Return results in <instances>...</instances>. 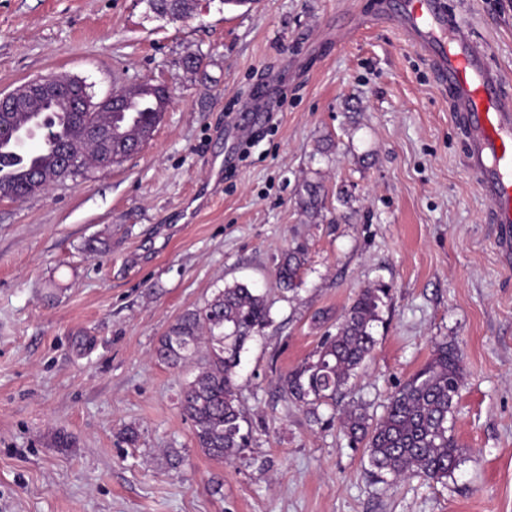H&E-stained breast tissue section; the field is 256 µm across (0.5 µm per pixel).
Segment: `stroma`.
<instances>
[{
  "label": "stroma",
  "mask_w": 512,
  "mask_h": 512,
  "mask_svg": "<svg viewBox=\"0 0 512 512\" xmlns=\"http://www.w3.org/2000/svg\"><path fill=\"white\" fill-rule=\"evenodd\" d=\"M391 2L194 0L174 19L149 0H0L1 93L68 74L98 100L135 83L170 94L122 165L0 199V512H512V263ZM445 4L473 18L512 95V0ZM308 182L321 216L298 205ZM297 247L288 290L277 267ZM236 282L268 296L272 322L241 354L250 443L227 463L179 407L194 363L155 349ZM368 286L385 291L376 345L346 402L380 416L435 343L463 354L462 463L442 482L376 477L339 424L281 396L323 333L315 314L338 321ZM306 263L305 252L302 249L289 251L277 269L279 284L286 289L297 288L301 270Z\"/></svg>",
  "instance_id": "obj_1"
}]
</instances>
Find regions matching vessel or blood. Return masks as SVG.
Segmentation results:
<instances>
[{
  "label": "vessel or blood",
  "instance_id": "vessel-or-blood-1",
  "mask_svg": "<svg viewBox=\"0 0 512 512\" xmlns=\"http://www.w3.org/2000/svg\"><path fill=\"white\" fill-rule=\"evenodd\" d=\"M395 15L409 38L433 60L468 139L466 164L482 193L496 202L494 221L503 244L512 243V97L486 65V51L470 22L448 19L443 0H400Z\"/></svg>",
  "mask_w": 512,
  "mask_h": 512
}]
</instances>
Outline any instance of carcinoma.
<instances>
[{"instance_id": "1", "label": "carcinoma", "mask_w": 512, "mask_h": 512, "mask_svg": "<svg viewBox=\"0 0 512 512\" xmlns=\"http://www.w3.org/2000/svg\"><path fill=\"white\" fill-rule=\"evenodd\" d=\"M161 15L184 17L192 0H150ZM162 113L151 101L128 100L124 112H73L69 129L57 142L84 156L81 169L71 171L54 149H42L44 163L55 167L56 180L83 175L102 166L108 158L120 164L129 158L126 141L156 127ZM26 118L7 114L0 130V147L12 141ZM0 188L25 198L39 192V183L29 172L18 175ZM322 185L308 182L299 205L305 213L324 208ZM306 263L305 252H288L277 269L279 284L289 290L298 286ZM381 289L363 288L336 324V332L325 331L316 348L300 366L280 377L287 399L307 409L318 423L322 405L340 399L376 344L374 324L379 321ZM271 322L265 295L246 284L226 286L204 306L189 310L173 323L155 350L161 362L178 367L205 344L206 354L199 373L182 392L180 406L192 422L197 447L210 457L232 462L248 447L242 433L244 415L236 368L240 354L255 333ZM463 385L462 355L448 341L435 345L431 358L411 377L395 387L383 415L370 422L363 405L342 408L341 429L349 443L365 448L372 473L392 479L423 478L441 481L461 464V451L448 426L455 398Z\"/></svg>"}]
</instances>
